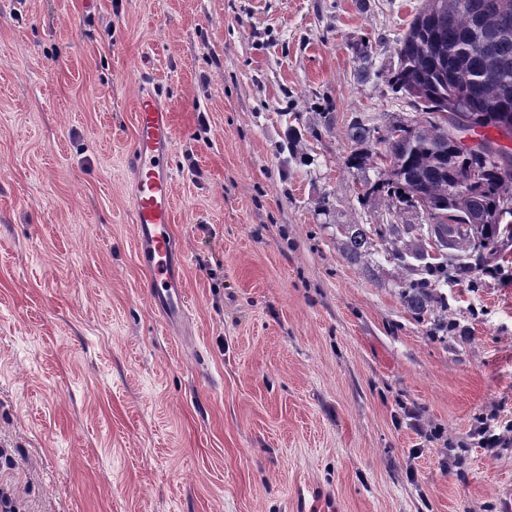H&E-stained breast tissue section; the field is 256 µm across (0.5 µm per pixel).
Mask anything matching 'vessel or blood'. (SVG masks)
I'll list each match as a JSON object with an SVG mask.
<instances>
[{
	"instance_id": "vessel-or-blood-1",
	"label": "vessel or blood",
	"mask_w": 512,
	"mask_h": 512,
	"mask_svg": "<svg viewBox=\"0 0 512 512\" xmlns=\"http://www.w3.org/2000/svg\"><path fill=\"white\" fill-rule=\"evenodd\" d=\"M171 112L153 82L139 88L135 133L129 155L134 174L133 222L139 263L148 276V292L168 321L187 315L182 289L183 255L174 236Z\"/></svg>"
}]
</instances>
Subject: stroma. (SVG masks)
Returning <instances> with one entry per match:
<instances>
[{
  "mask_svg": "<svg viewBox=\"0 0 512 512\" xmlns=\"http://www.w3.org/2000/svg\"><path fill=\"white\" fill-rule=\"evenodd\" d=\"M421 4L0 0V483L21 512H512V242L445 287L438 337L404 270L336 239L426 221L344 164L356 122L419 118L387 78ZM146 74L172 112L175 326L134 248Z\"/></svg>",
  "mask_w": 512,
  "mask_h": 512,
  "instance_id": "35a3bbf8",
  "label": "stroma"
}]
</instances>
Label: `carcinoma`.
Returning <instances> with one entry per match:
<instances>
[{"label":"carcinoma","instance_id":"cac0c4a2","mask_svg":"<svg viewBox=\"0 0 512 512\" xmlns=\"http://www.w3.org/2000/svg\"><path fill=\"white\" fill-rule=\"evenodd\" d=\"M491 0H423L396 49L399 64L388 82L422 111L414 125L396 122L374 136L358 123L352 139L363 145L347 158L349 169H374L367 193L388 202V213L417 207L423 199L446 224H338V243L352 262L382 250L415 275L400 283L404 306L433 318L448 331L447 306L437 288L469 276L485 262L470 253L471 239L494 255L512 240V152L479 135L480 147L458 151L450 129L472 133L495 128L512 138V4ZM477 182L465 192L456 184L468 172ZM474 263H469L470 259Z\"/></svg>","mask_w":512,"mask_h":512}]
</instances>
